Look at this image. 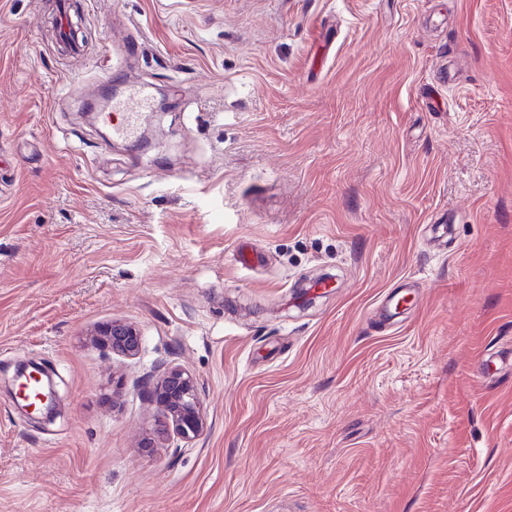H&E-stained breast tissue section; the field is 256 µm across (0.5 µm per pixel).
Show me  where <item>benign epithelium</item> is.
I'll list each match as a JSON object with an SVG mask.
<instances>
[{
    "label": "benign epithelium",
    "instance_id": "obj_1",
    "mask_svg": "<svg viewBox=\"0 0 512 512\" xmlns=\"http://www.w3.org/2000/svg\"><path fill=\"white\" fill-rule=\"evenodd\" d=\"M93 341L112 353L135 358L142 348L141 334L136 325L124 321H112L92 333ZM46 382V391L37 392L35 401L18 408L31 419H51L58 411L54 381L49 370L36 363L20 365L15 374V399H24L28 382ZM160 416L155 429L156 436L169 433L186 442H192L207 431L208 423L203 403L198 393L195 377L187 370L173 366L156 381L152 390Z\"/></svg>",
    "mask_w": 512,
    "mask_h": 512
}]
</instances>
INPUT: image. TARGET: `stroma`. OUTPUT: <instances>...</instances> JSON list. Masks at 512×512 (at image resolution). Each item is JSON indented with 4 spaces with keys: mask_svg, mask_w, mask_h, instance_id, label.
<instances>
[{
    "mask_svg": "<svg viewBox=\"0 0 512 512\" xmlns=\"http://www.w3.org/2000/svg\"><path fill=\"white\" fill-rule=\"evenodd\" d=\"M71 21L78 53L54 0H0V512H512V0ZM118 58L169 101L144 153L80 116ZM115 320L136 358L93 342ZM176 365L208 429L146 447ZM28 368L35 369L46 378V391H37L35 395V400L39 401L41 404V407L38 408L39 415L34 414L35 411L37 410L36 403L29 402L30 397L25 399L26 395L24 393V390L30 381H34L35 383L40 384L42 382V379L41 376L36 373H32L31 376L29 377L27 373ZM32 378L35 379L32 380ZM23 379L25 381H23ZM13 381L15 382L14 385L17 387L15 391L12 390L16 404L18 408L22 412H24L30 419L50 420L57 413L58 406L56 405L57 402L55 398L54 381L52 375L45 366L41 364L38 365L37 363L33 362L22 364L17 368L15 378ZM18 399H23L27 403V405H21Z\"/></svg>",
    "mask_w": 512,
    "mask_h": 512,
    "instance_id": "obj_1",
    "label": "stroma"
}]
</instances>
